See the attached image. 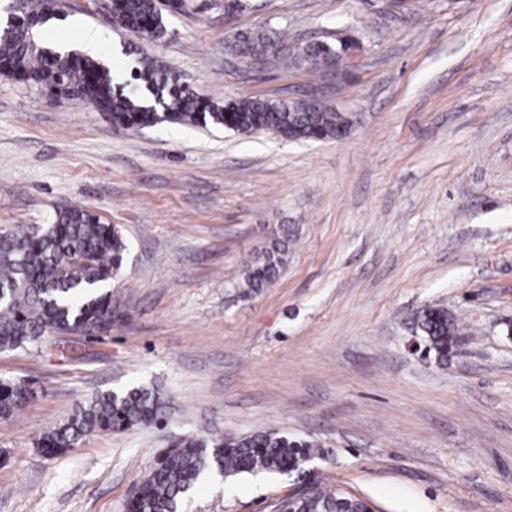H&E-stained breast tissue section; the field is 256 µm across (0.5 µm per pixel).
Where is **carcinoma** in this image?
I'll use <instances>...</instances> for the list:
<instances>
[{"mask_svg": "<svg viewBox=\"0 0 512 512\" xmlns=\"http://www.w3.org/2000/svg\"><path fill=\"white\" fill-rule=\"evenodd\" d=\"M186 6L187 0L110 3L112 15L124 28L150 39L164 36V12H181ZM47 8L44 3L0 27V74L81 99L115 125L139 129L170 122L224 127L246 136L269 132L310 140L335 138L346 123L341 113L328 108L300 112L281 100L244 97L222 104L159 72L147 58L139 61L130 81L120 82L103 62L77 54L59 55L38 41V29L55 17ZM235 47L246 55L273 51L282 60L313 67L334 55L332 48L320 44L295 46L252 33L240 35ZM126 252L119 228L80 208L59 211L51 224L0 231V348L30 347L40 352L54 329L92 334L108 328L112 324V293L105 286L120 273ZM287 253L285 233L245 264L243 284L254 290L268 286ZM419 328L439 361H446L457 330L448 311L425 309ZM25 399L20 386L0 378L1 418L12 416ZM165 420V400L158 389L141 385L110 390L79 405L65 422L40 439L38 447L53 456L95 432L123 431ZM313 453V444L276 431L242 437L211 431L183 436L157 458L126 507L132 512H180L184 499L207 475L294 471ZM360 503L351 497L344 504L340 495L317 490L295 507L305 512H344Z\"/></svg>", "mask_w": 512, "mask_h": 512, "instance_id": "carcinoma-1", "label": "carcinoma"}]
</instances>
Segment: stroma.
<instances>
[{"mask_svg": "<svg viewBox=\"0 0 512 512\" xmlns=\"http://www.w3.org/2000/svg\"><path fill=\"white\" fill-rule=\"evenodd\" d=\"M189 0L150 40L107 0H56L47 46L102 38L131 72L148 55L201 95L353 115L342 139L159 124L0 75V228L78 207L127 243L108 331L50 356L0 351L31 386L0 419V512H125L176 436L278 431L318 455L284 474L204 481L183 512H279L315 483L376 512H512V0ZM359 44L314 72L238 54L239 33ZM289 234L267 288L246 262ZM447 309L439 362L419 326ZM154 385L167 427L39 438L93 394Z\"/></svg>", "mask_w": 512, "mask_h": 512, "instance_id": "obj_1", "label": "stroma"}]
</instances>
